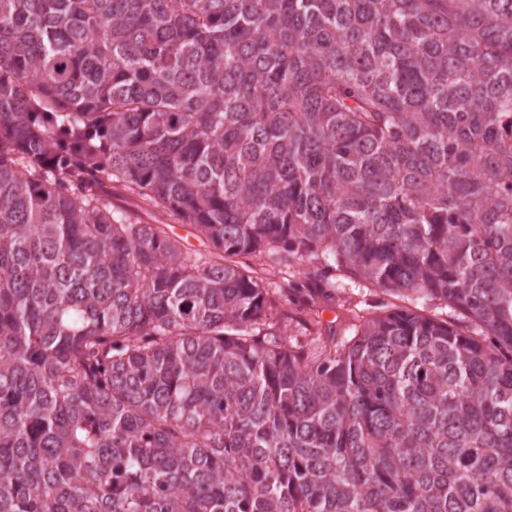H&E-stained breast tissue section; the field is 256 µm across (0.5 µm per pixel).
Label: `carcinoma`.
Wrapping results in <instances>:
<instances>
[{"instance_id":"carcinoma-1","label":"carcinoma","mask_w":512,"mask_h":512,"mask_svg":"<svg viewBox=\"0 0 512 512\" xmlns=\"http://www.w3.org/2000/svg\"><path fill=\"white\" fill-rule=\"evenodd\" d=\"M0 512H512V0H0ZM136 224H154L169 236L179 239L186 248L206 257L222 252L192 224H187L177 213L154 203L140 189L122 181L112 182V211ZM226 262L239 266L243 265L252 270V276L262 280L269 292L267 295L268 307L275 315L272 322L275 323L278 320L272 330H276L277 335L280 334L292 341L294 339L303 341L310 339L312 336H317V331L323 332L324 324L332 321L334 325L344 316L351 317L357 314L361 320H364L385 310L392 309L394 305L413 308L407 301L383 293L377 286L352 279L351 281L355 282L353 284L351 281L343 279L341 283L344 285L345 291L341 293V299L339 300V297L336 296L334 302H327V307L320 316L321 324L316 325L314 323V325L307 326L304 319L309 318V316L307 315L308 310L302 303V296L307 294L305 288H309L304 275V272L310 266L309 261H299L290 268H286L269 260L264 261L239 255L226 256ZM248 264L250 267L247 266ZM288 281H290L292 288H300L297 291H291L292 295L289 297L284 290V288H287ZM304 327H308L309 330Z\"/></svg>"}]
</instances>
